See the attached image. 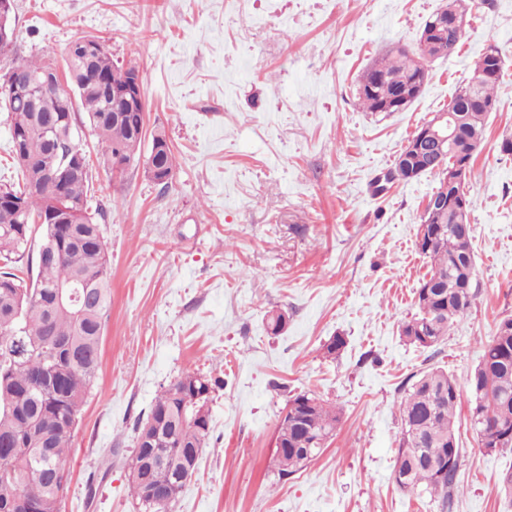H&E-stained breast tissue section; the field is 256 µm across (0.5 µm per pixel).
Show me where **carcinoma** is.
I'll return each instance as SVG.
<instances>
[{"instance_id":"obj_1","label":"carcinoma","mask_w":512,"mask_h":512,"mask_svg":"<svg viewBox=\"0 0 512 512\" xmlns=\"http://www.w3.org/2000/svg\"><path fill=\"white\" fill-rule=\"evenodd\" d=\"M469 9L470 0H442L422 31L436 22H445L448 28L418 46L416 55L400 44L387 46L359 83L363 109L406 111L428 80L421 59L445 58L457 51L466 29L455 26V21L465 18ZM94 42L100 51L88 61L79 53V41L68 49L65 78L74 100L65 108L49 93L40 106L0 83L12 154L22 175V184L0 188V512H59L72 440L100 367L111 306V266L88 196L91 171L63 175L49 169L52 147L40 131L45 116L56 111L66 118L57 127L58 135L75 137L76 112L82 108L106 146L107 163L118 159L128 164L140 154L143 139L134 128L144 121L145 111L136 104L113 105L111 90L112 83L135 68L115 65L104 41L96 37ZM500 55L498 46H489L450 100L458 124L447 152L469 167L482 148L475 137H485L486 118L497 110L496 89L504 73ZM53 67L50 61L15 55L9 72L39 79ZM435 161L424 157L405 165L396 162L385 181L392 185L435 175ZM61 201L78 213V223L46 221L49 210ZM451 215L450 209L441 211L427 225L429 245L421 254L430 263L431 281H422L418 312L401 325V336L418 347L444 340L477 297L470 234L452 223ZM35 232L39 247L54 256L38 261L36 279L27 281L18 275L17 263ZM73 280L86 284L80 315L54 300V286ZM487 386L512 401V315L499 321L464 382L432 368L417 375L407 389L398 405L401 436L395 474L401 490L436 495L442 509L452 508L461 464L455 418L464 388L470 394L469 418L480 449L492 453L512 448V415L505 419L489 411L483 392ZM222 387L221 379L188 370L156 396L146 420L135 427L126 466L139 512H171L185 486L182 478L197 471L210 437L209 404ZM289 403L297 408L296 415L278 427L284 441L276 460L280 478L306 465V449L316 458L322 449L315 438L332 436L340 423L336 407L316 395L299 394Z\"/></svg>"}]
</instances>
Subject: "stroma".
I'll return each instance as SVG.
<instances>
[{
  "instance_id": "obj_1",
  "label": "stroma",
  "mask_w": 512,
  "mask_h": 512,
  "mask_svg": "<svg viewBox=\"0 0 512 512\" xmlns=\"http://www.w3.org/2000/svg\"><path fill=\"white\" fill-rule=\"evenodd\" d=\"M441 0H15L19 55L64 68L93 35L135 67L146 129L164 128L168 185L144 161L122 173L89 124L112 269L101 367L75 431L61 512H136L134 429L186 370L223 379L211 436L172 512H441L398 489V405L412 375L465 379L512 315V0H480L457 52L429 61L404 112L360 108L357 84L389 44L417 49ZM509 57L468 178L479 294L438 345L403 341L428 271L417 228L437 184L426 174L374 193L408 138L445 108L489 45ZM288 315L279 335L269 312ZM345 347L330 357L331 337ZM312 393L341 421L323 452L279 479L273 440L290 398ZM460 411L462 463L451 512H512L500 478L512 449L487 454Z\"/></svg>"
}]
</instances>
